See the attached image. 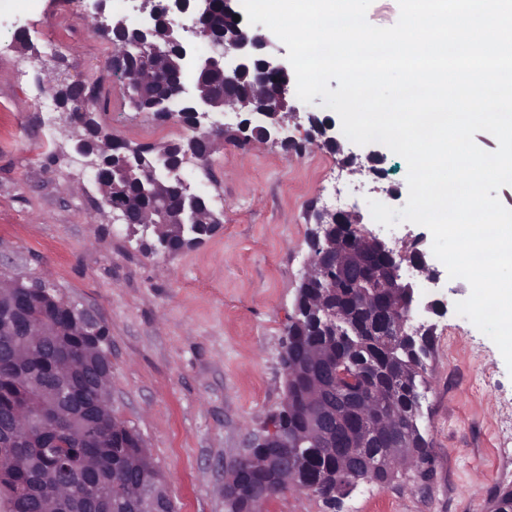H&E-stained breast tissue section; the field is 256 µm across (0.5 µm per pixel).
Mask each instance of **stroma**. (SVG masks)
<instances>
[{"mask_svg": "<svg viewBox=\"0 0 512 512\" xmlns=\"http://www.w3.org/2000/svg\"><path fill=\"white\" fill-rule=\"evenodd\" d=\"M86 0H0V271L38 278L88 306L109 328L112 410L142 435L179 512H227L224 464L246 448L285 398L280 355L306 263L310 207L361 213L392 247L422 226L376 224L370 199L386 189L404 207L405 160L388 154L384 178L349 173L341 157L316 145L299 156L280 147L224 145L184 176L223 211L202 244L168 256L146 254L113 221L92 174L74 175L72 131L44 130L51 100L35 75L42 52L60 42L70 76L100 81L102 123L139 143L159 142L154 121L128 105L105 69L112 50L92 32ZM27 40H15V32ZM432 316L431 386L423 403L430 441L426 476L408 471L360 486L336 506L287 491L266 512H489L497 489L512 488V372L497 346L455 312L470 286L440 274L417 275Z\"/></svg>", "mask_w": 512, "mask_h": 512, "instance_id": "1", "label": "stroma"}]
</instances>
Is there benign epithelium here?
<instances>
[{"label":"benign epithelium","mask_w":512,"mask_h":512,"mask_svg":"<svg viewBox=\"0 0 512 512\" xmlns=\"http://www.w3.org/2000/svg\"><path fill=\"white\" fill-rule=\"evenodd\" d=\"M214 8V0H173L164 5L155 0H141L135 40L123 46L118 55L120 59L133 56L140 62V81L145 88L159 79L161 62L180 71L186 70L190 75L204 72L220 77L222 93L196 80L191 92L183 82L177 86L176 94L188 111V128L195 132L188 140L184 160L205 161L229 136L243 139L248 131L250 141L277 145L289 153L307 142L343 152L336 125L329 118L321 120L310 113L307 116L309 128L302 137L289 133L299 109L292 101L288 66L269 53L267 37L246 28L228 42L212 41L208 54H195L192 43L174 28L171 14H192L190 32L200 38L203 36L200 21ZM91 9L98 34L109 36L106 0H91ZM161 28L180 46L175 60L167 44L158 39ZM226 114L234 115L235 122L217 119ZM383 163L384 155L379 151L363 156L350 152L344 157V164L351 170L365 171L377 179L384 175ZM122 194L123 186L112 182V187L103 188V204L112 211L113 219L130 224L133 209L112 203ZM138 216V225L145 237L152 234L157 225L169 224L172 220L162 197L154 198L150 209L138 211ZM315 218L317 227L327 238L323 252L309 261L302 278V283L316 284L319 288V294L308 303L307 313L315 319L324 318L328 324L344 322L345 313L338 308H327L324 300L345 282L352 288L354 304L379 318L386 335L427 337L433 325L426 321L414 325L412 321L421 309L436 315L441 313L442 305L436 300L422 303L417 285L408 274L414 270L427 275L431 281L437 278L426 252L418 248L421 240H412V250L405 255L369 231L356 211L321 209L316 211ZM372 260L377 263V279L369 281L362 277L361 270ZM1 281L7 285L9 294H0V344L5 349V360L15 365L7 387H34L39 393L52 397L51 404L41 405L37 415L28 420L43 427L58 414L61 403L54 381L75 369L93 389L98 403L112 407V361L108 343L102 338L104 321L86 306L65 303L61 313L55 312L50 317L51 331L37 334V323L30 312L54 308L48 298L50 285L32 279L8 278L0 271ZM16 336L30 340L28 353L42 369L40 378L31 377L27 366L17 364V347L13 342ZM358 374L359 369L352 364L331 363L317 356L301 358L285 369L284 379L288 383L300 378L305 381L306 415L294 425L264 426L254 435L251 446L226 465L225 502L236 504L241 512H250L254 504L264 502L283 480L298 475L302 466L301 450L307 447L322 448L335 459L337 483L344 493L352 492L362 481H370V476L392 463L399 456L403 435L396 426L384 429L359 420L367 399L354 389ZM3 404L0 499L12 505L29 492L24 479L26 465L20 463L22 449L35 448L37 443L30 432L20 426L22 416L14 396L5 397ZM111 425V431L125 437L126 447L130 448L128 456L146 464L149 489L139 487L128 497L134 512H176L141 434L114 415ZM97 436L98 430L94 428L64 432L53 444L56 466L73 467L76 448ZM82 497L80 491L62 493L54 486L47 492L51 503L48 512H80Z\"/></svg>","instance_id":"benign-epithelium-1"}]
</instances>
